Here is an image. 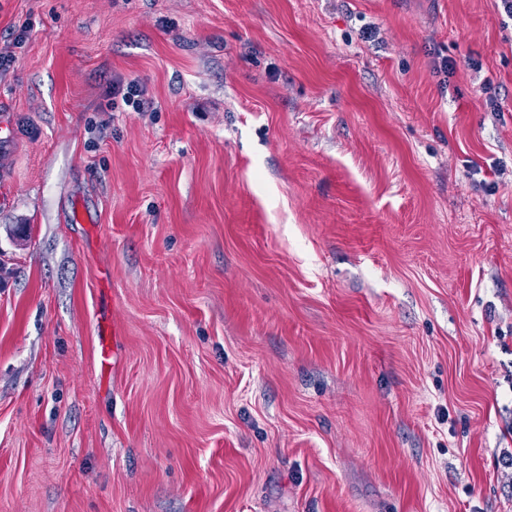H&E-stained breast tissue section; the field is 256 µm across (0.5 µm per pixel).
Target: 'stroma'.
Wrapping results in <instances>:
<instances>
[{"label":"stroma","instance_id":"obj_1","mask_svg":"<svg viewBox=\"0 0 512 512\" xmlns=\"http://www.w3.org/2000/svg\"><path fill=\"white\" fill-rule=\"evenodd\" d=\"M22 31L0 512H512L495 0H0ZM121 95L124 104L132 106L136 111H144L146 104L144 87L136 80H131L125 85L123 83H112V101Z\"/></svg>","mask_w":512,"mask_h":512}]
</instances>
